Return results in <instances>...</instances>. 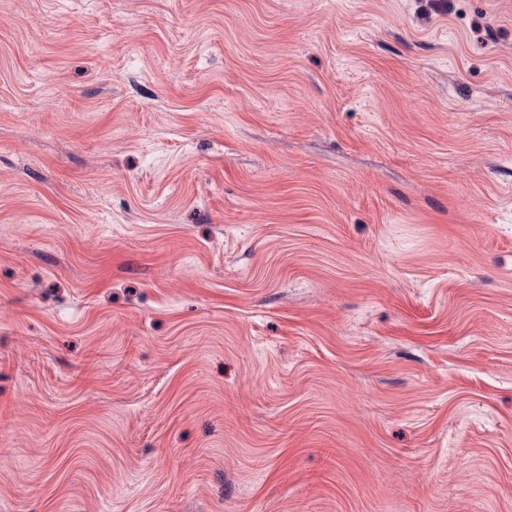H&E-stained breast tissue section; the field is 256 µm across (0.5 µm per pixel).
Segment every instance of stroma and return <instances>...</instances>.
Returning a JSON list of instances; mask_svg holds the SVG:
<instances>
[{"label": "stroma", "instance_id": "1", "mask_svg": "<svg viewBox=\"0 0 512 512\" xmlns=\"http://www.w3.org/2000/svg\"><path fill=\"white\" fill-rule=\"evenodd\" d=\"M0 512H512V0H0Z\"/></svg>", "mask_w": 512, "mask_h": 512}]
</instances>
